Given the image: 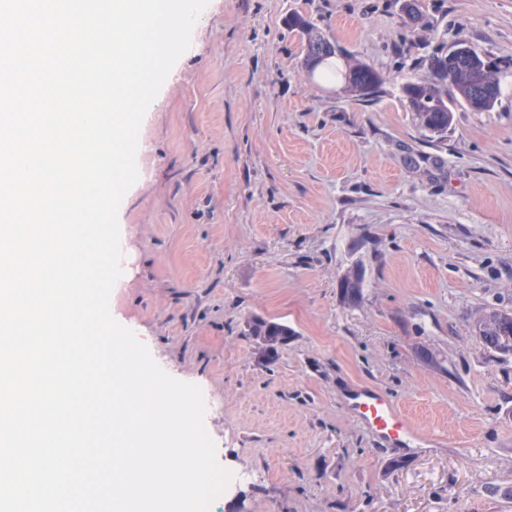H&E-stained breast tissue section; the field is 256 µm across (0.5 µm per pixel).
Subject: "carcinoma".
<instances>
[{"label": "carcinoma", "instance_id": "carcinoma-1", "mask_svg": "<svg viewBox=\"0 0 512 512\" xmlns=\"http://www.w3.org/2000/svg\"><path fill=\"white\" fill-rule=\"evenodd\" d=\"M288 26L301 34L306 49L321 37V33L301 14H295L288 20ZM343 63L330 58L322 62L316 71L328 79L343 83V90L351 96L371 101L381 92L384 80L380 73L369 65L357 61L347 52L341 53ZM412 110L417 126L423 135L431 139L444 138L453 123V112L448 110V103L454 101L482 103L481 111H491L498 102L501 89L500 71L489 68L484 81L476 83L470 69L456 66L447 77L418 74L411 77ZM288 329L282 322L261 319L250 325V335L259 341L271 330L278 334ZM475 338L481 346L497 354H512V313L508 311H491L479 316L473 325Z\"/></svg>", "mask_w": 512, "mask_h": 512}]
</instances>
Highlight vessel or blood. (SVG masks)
Wrapping results in <instances>:
<instances>
[{
  "instance_id": "b4317fda",
  "label": "vessel or blood",
  "mask_w": 512,
  "mask_h": 512,
  "mask_svg": "<svg viewBox=\"0 0 512 512\" xmlns=\"http://www.w3.org/2000/svg\"><path fill=\"white\" fill-rule=\"evenodd\" d=\"M354 410L389 445H408L419 439L418 433L395 404L380 392L360 390Z\"/></svg>"
}]
</instances>
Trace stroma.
Listing matches in <instances>:
<instances>
[{
    "mask_svg": "<svg viewBox=\"0 0 512 512\" xmlns=\"http://www.w3.org/2000/svg\"><path fill=\"white\" fill-rule=\"evenodd\" d=\"M402 3L209 0L144 117L110 310L203 391L232 473L210 512H512V355L472 333L512 311V0ZM295 12L384 76L376 100L310 76ZM458 41L501 95L431 143L400 86ZM256 318L293 331L268 365ZM360 388L423 443L379 439Z\"/></svg>",
    "mask_w": 512,
    "mask_h": 512,
    "instance_id": "obj_1",
    "label": "stroma"
}]
</instances>
